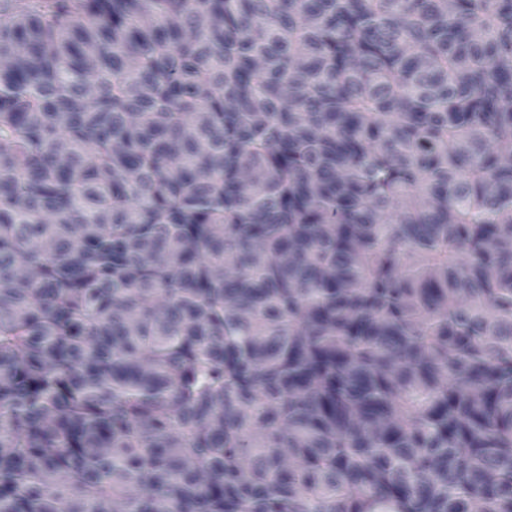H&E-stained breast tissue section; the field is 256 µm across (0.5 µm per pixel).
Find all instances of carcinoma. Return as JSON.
Wrapping results in <instances>:
<instances>
[{"label": "carcinoma", "mask_w": 512, "mask_h": 512, "mask_svg": "<svg viewBox=\"0 0 512 512\" xmlns=\"http://www.w3.org/2000/svg\"><path fill=\"white\" fill-rule=\"evenodd\" d=\"M0 512H512V0H0Z\"/></svg>", "instance_id": "cac0c4a2"}]
</instances>
